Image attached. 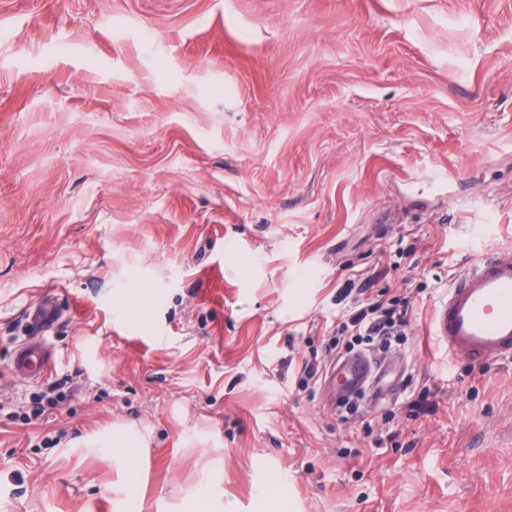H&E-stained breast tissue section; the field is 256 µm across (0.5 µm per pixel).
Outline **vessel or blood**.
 <instances>
[{
	"label": "vessel or blood",
	"mask_w": 512,
	"mask_h": 512,
	"mask_svg": "<svg viewBox=\"0 0 512 512\" xmlns=\"http://www.w3.org/2000/svg\"><path fill=\"white\" fill-rule=\"evenodd\" d=\"M60 311L44 298L29 313L32 338L14 347L12 375L35 382L50 371L53 352L44 340ZM434 334L449 356L480 365L512 360V247L479 255L438 300ZM375 359L350 356L332 363L323 377L329 397L345 398L365 388Z\"/></svg>",
	"instance_id": "vessel-or-blood-1"
}]
</instances>
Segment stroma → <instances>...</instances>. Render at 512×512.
I'll return each instance as SVG.
<instances>
[{"instance_id":"stroma-1","label":"stroma","mask_w":512,"mask_h":512,"mask_svg":"<svg viewBox=\"0 0 512 512\" xmlns=\"http://www.w3.org/2000/svg\"><path fill=\"white\" fill-rule=\"evenodd\" d=\"M509 245L512 0H0V512H512V361L432 333ZM358 275L413 311L346 423L297 380ZM60 310L51 298H44L29 312L31 336H41L58 320ZM53 352L48 343L34 338L14 347L10 360L12 375L24 381L36 382L50 371Z\"/></svg>"}]
</instances>
